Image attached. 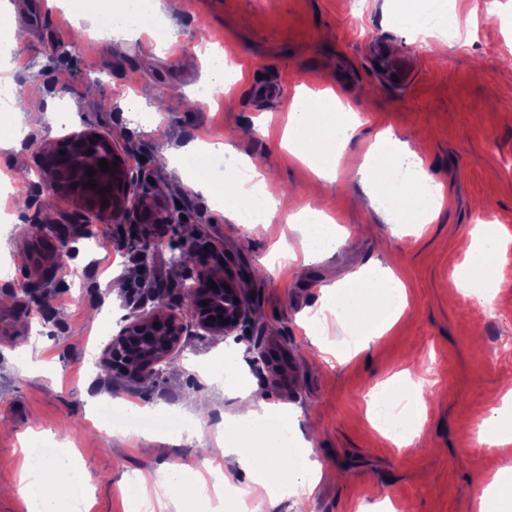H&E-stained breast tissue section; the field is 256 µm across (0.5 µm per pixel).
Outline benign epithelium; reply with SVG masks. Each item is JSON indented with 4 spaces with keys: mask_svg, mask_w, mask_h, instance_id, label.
<instances>
[{
    "mask_svg": "<svg viewBox=\"0 0 512 512\" xmlns=\"http://www.w3.org/2000/svg\"><path fill=\"white\" fill-rule=\"evenodd\" d=\"M103 159L110 164L106 172L99 167ZM41 168L42 187L52 193H70L80 205L84 224L178 223L176 213L162 215V204L150 199L151 190L135 176L129 155L121 154L107 135L95 129L88 128L70 137L64 155L55 150L47 152ZM89 168L95 170L94 189L84 187ZM101 188L105 189L103 195L99 193ZM104 200L108 205H102ZM213 257L211 245L192 252L190 262L196 276L184 289L193 299L187 309L190 320L172 310L163 295L156 294L151 309L138 311L112 339L106 350L110 366H121L133 359L135 363L127 369L129 375L150 374L157 361L177 352L188 327L193 326L206 336H235L248 324L250 306L246 296L232 279L219 273ZM211 281L216 288L210 287ZM204 301L208 305H202ZM223 318L227 323H221Z\"/></svg>",
    "mask_w": 512,
    "mask_h": 512,
    "instance_id": "benign-epithelium-1",
    "label": "benign epithelium"
}]
</instances>
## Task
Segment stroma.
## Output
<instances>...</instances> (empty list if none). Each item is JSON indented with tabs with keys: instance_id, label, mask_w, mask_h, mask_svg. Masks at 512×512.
Returning a JSON list of instances; mask_svg holds the SVG:
<instances>
[{
	"instance_id": "stroma-1",
	"label": "stroma",
	"mask_w": 512,
	"mask_h": 512,
	"mask_svg": "<svg viewBox=\"0 0 512 512\" xmlns=\"http://www.w3.org/2000/svg\"><path fill=\"white\" fill-rule=\"evenodd\" d=\"M13 2L14 13L0 26V68L25 106L0 114V125L15 123L26 109L45 118L20 141L24 175L0 150V183L7 185L0 214L10 215L0 223V512H28L11 491L21 437L34 430L47 444L63 427L92 478L91 512H126L125 491L140 473L149 475L145 494L158 504L159 465L202 469L223 413L238 403L232 388L206 377L228 349L268 404L315 421L304 439L323 469L340 474L323 479L312 497L282 498L274 512H357L384 497L410 512H477L483 483L512 468V444L477 447L489 394L512 379V304L488 313L457 287L463 255L454 242L480 222L512 236V0H460L468 22L454 32L402 27L398 0H185L181 14L168 19L176 35L169 49L144 35L105 41L46 0ZM77 32V51L47 52L51 43L65 48ZM208 50L241 75L229 93L203 106L192 91L211 81ZM398 56L410 71L403 86L383 69ZM301 87L345 88L363 122L335 183L319 196L308 193V169L264 133L265 126L284 125ZM87 128L110 135L143 183L167 179V149L240 131L234 151L270 188L330 214L350 242L318 262L286 260L277 240L301 247L286 214L267 227L241 224L213 197L182 184L163 197L185 221L177 229L150 227L158 247L147 268L138 267L129 248L128 224L103 225L111 239L106 248L94 235H70L63 247L27 237L30 221L47 209L53 223L75 224L76 208L40 189L39 166L45 148ZM385 129L443 184L450 204L434 223L396 228L376 197L350 181ZM201 240L222 247L224 275L252 304L246 333L189 332L173 357L182 366L176 375L166 369L135 381L104 370L111 338L149 305L151 281L172 282L166 300L179 303L178 285L194 269L172 268L170 257ZM373 259L401 269L408 307L370 352L340 365L312 342L304 321L322 288L350 280ZM41 265L54 272L45 308L23 294ZM258 342L284 354L280 371L253 363ZM413 359L429 369L421 392L426 411L419 435L399 448L371 426L365 396ZM199 398L212 404L199 440L125 439L94 424L102 409L122 400L186 412Z\"/></svg>"
}]
</instances>
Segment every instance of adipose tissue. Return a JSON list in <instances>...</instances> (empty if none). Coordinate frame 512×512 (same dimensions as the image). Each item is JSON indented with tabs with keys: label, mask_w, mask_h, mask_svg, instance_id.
Segmentation results:
<instances>
[{
	"label": "adipose tissue",
	"mask_w": 512,
	"mask_h": 512,
	"mask_svg": "<svg viewBox=\"0 0 512 512\" xmlns=\"http://www.w3.org/2000/svg\"><path fill=\"white\" fill-rule=\"evenodd\" d=\"M64 2L71 14L88 17L96 29L110 32L113 37H134L145 29L151 30L156 39L169 37L160 21L159 0H115L92 13L86 12L85 0ZM360 126L343 90L327 89L311 100L299 92L291 101L282 142L308 168L314 181H329L335 179L341 155L357 137ZM230 150V145L221 140L195 141L177 150L175 170L180 173L192 168L200 179L207 181L212 194L223 198L225 210L241 223L268 224L278 211H290L301 226L306 262L319 261L348 245V234L332 217L323 213L308 219L307 206L292 207L274 198L264 180L248 187L235 180L221 184L210 181L211 161ZM405 158L391 131L378 132L358 174L379 193L390 195V208L400 214L404 223H432L444 206L443 186L435 184L430 195L420 192L413 183L407 184L402 192H395L390 174ZM511 242L503 233L487 227L470 235L461 245L464 262L457 271L458 286L467 289L473 280L494 279L499 260ZM406 308V286L386 267L323 292L306 330L312 335L323 333L327 318H335L358 336L357 349L362 352L379 341ZM237 395L246 408L225 413L224 431L214 442L205 464L206 472L221 471L225 455L236 450L240 453L239 466L253 472L255 483L263 490L262 503H274L287 488L304 497L312 496L323 470L311 460L309 451L300 446L296 416L267 404L252 386L239 387ZM112 423L126 433L157 442L191 439L198 434L197 428L187 426L178 413L124 403L114 409ZM90 482L89 474H76L65 459L46 457L36 448L28 447L15 491L31 502L37 512H61V498L65 495L86 512L91 506L87 496Z\"/></svg>",
	"instance_id": "adipose-tissue-1"
}]
</instances>
